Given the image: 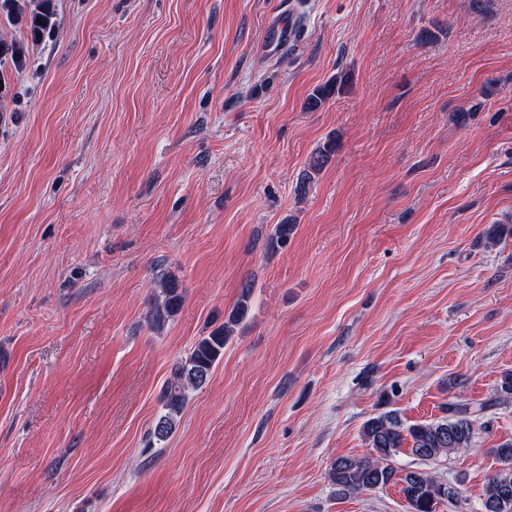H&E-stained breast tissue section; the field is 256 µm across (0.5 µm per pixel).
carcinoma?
Masks as SVG:
<instances>
[{"label": "carcinoma", "instance_id": "carcinoma-1", "mask_svg": "<svg viewBox=\"0 0 512 512\" xmlns=\"http://www.w3.org/2000/svg\"><path fill=\"white\" fill-rule=\"evenodd\" d=\"M0 15L11 24L26 26L33 38L38 39L55 26L52 0H0ZM27 47L14 40L0 39V66L13 64L21 67L26 59ZM334 91V84H326L311 93L304 103L309 111L318 109ZM328 142L320 149L304 171L301 181L311 179V171L322 167L334 152ZM484 237L491 245L512 239V224H491ZM154 292L149 301L148 318L153 328L166 326L178 313L184 294L178 279L171 273H162L153 281ZM253 286L244 285L234 309L224 324L200 337L175 364L173 378L162 392V405L149 437L152 444L166 442L176 430L189 392L203 388L210 380L214 368L224 357V347L236 326L247 316ZM512 400V372L501 378L493 399L478 405L464 401H450L443 406L445 416L408 424L398 412H380L367 419L362 435L369 448L363 458L342 457L330 468V480L340 496L359 494L367 490L386 487L392 482L401 484V493L411 512H436V506L448 499V487L425 469L402 470L395 466V456L404 444L419 461L434 460L474 445L478 423L489 408ZM501 468L487 479L482 512H512V440L494 449Z\"/></svg>", "mask_w": 512, "mask_h": 512}]
</instances>
